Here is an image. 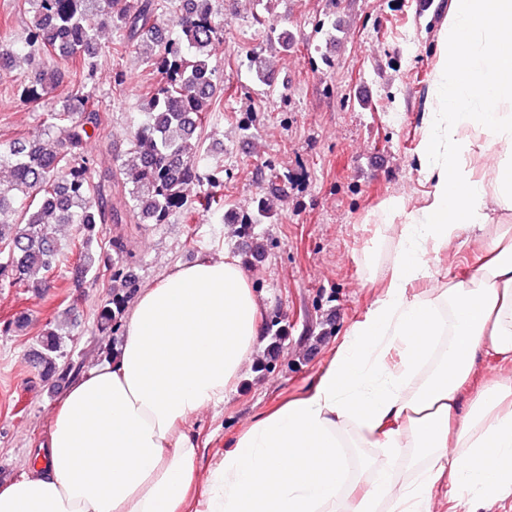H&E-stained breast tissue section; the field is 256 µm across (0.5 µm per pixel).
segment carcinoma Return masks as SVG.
Instances as JSON below:
<instances>
[{
  "label": "carcinoma",
  "instance_id": "1",
  "mask_svg": "<svg viewBox=\"0 0 512 512\" xmlns=\"http://www.w3.org/2000/svg\"><path fill=\"white\" fill-rule=\"evenodd\" d=\"M33 19L20 45L0 39V70L12 68L18 58L31 66L24 98L37 101L62 82L58 69L36 60V54L56 52L84 73L104 55L97 42L98 30L110 25L121 33L123 44L142 46L144 64L157 73L154 88L143 97L144 119L135 128L132 159L97 175L89 159L78 155L84 148L87 128H98V113L91 109L81 79H73V93L61 110L47 113L43 130L24 142L0 149V166L10 168L11 180L0 186V283L42 290L56 268L61 251L54 225L73 224L80 234L77 282L109 275L112 290L100 308L98 324L111 335L121 331L125 309L134 285L131 263L124 245L111 246L116 257H102L103 226L125 223L124 214L110 208L103 187L119 183L128 190L140 224H166L177 210L217 214L224 211V166L202 165L200 146L193 144L196 131L212 113L220 111L221 78L208 48L217 33L214 0H174L182 36L157 40L154 21L163 7L160 0H27ZM248 72L258 86L271 87L273 71L267 60L250 57ZM208 185L209 190L201 187ZM270 218L260 205L237 219V233ZM287 331L281 317L266 322L268 345L255 370L268 372L276 364ZM62 351L57 326L49 322L40 333L34 365L45 381L68 377L76 365Z\"/></svg>",
  "mask_w": 512,
  "mask_h": 512
}]
</instances>
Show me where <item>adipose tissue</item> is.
I'll use <instances>...</instances> for the list:
<instances>
[{
  "mask_svg": "<svg viewBox=\"0 0 512 512\" xmlns=\"http://www.w3.org/2000/svg\"><path fill=\"white\" fill-rule=\"evenodd\" d=\"M480 131L474 144L469 130ZM512 144V0H453L417 157L430 189L405 216L382 294L309 390L258 417L201 478L188 425L218 407L255 351L263 301L231 255L176 267L136 299L118 357L69 384L38 475L0 484V512H459L512 498V377L471 389L478 358L512 364V155L494 181L475 151ZM474 272L432 278L461 226ZM374 449L360 461L354 449Z\"/></svg>",
  "mask_w": 512,
  "mask_h": 512,
  "instance_id": "adipose-tissue-1",
  "label": "adipose tissue"
}]
</instances>
